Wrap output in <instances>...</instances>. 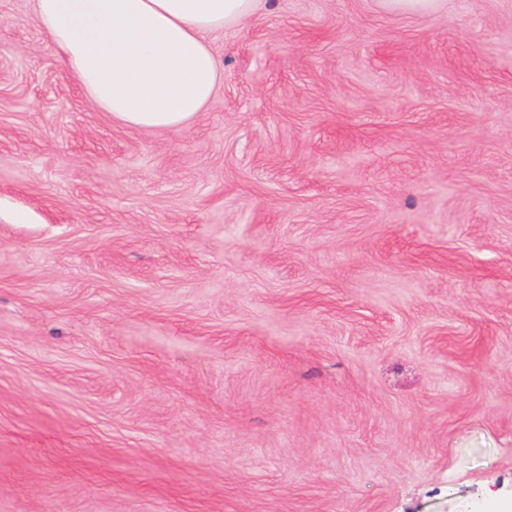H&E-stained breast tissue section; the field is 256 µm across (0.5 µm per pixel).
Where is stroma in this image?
<instances>
[{
  "mask_svg": "<svg viewBox=\"0 0 512 512\" xmlns=\"http://www.w3.org/2000/svg\"><path fill=\"white\" fill-rule=\"evenodd\" d=\"M188 125L0 0V512L512 501V0H268ZM384 6L393 11L431 16L445 9L446 0H381Z\"/></svg>",
  "mask_w": 512,
  "mask_h": 512,
  "instance_id": "1",
  "label": "stroma"
}]
</instances>
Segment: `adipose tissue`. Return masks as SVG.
<instances>
[{"mask_svg": "<svg viewBox=\"0 0 512 512\" xmlns=\"http://www.w3.org/2000/svg\"><path fill=\"white\" fill-rule=\"evenodd\" d=\"M258 0H34L38 27L113 121L177 129L221 80L209 33L245 25Z\"/></svg>", "mask_w": 512, "mask_h": 512, "instance_id": "adipose-tissue-1", "label": "adipose tissue"}]
</instances>
